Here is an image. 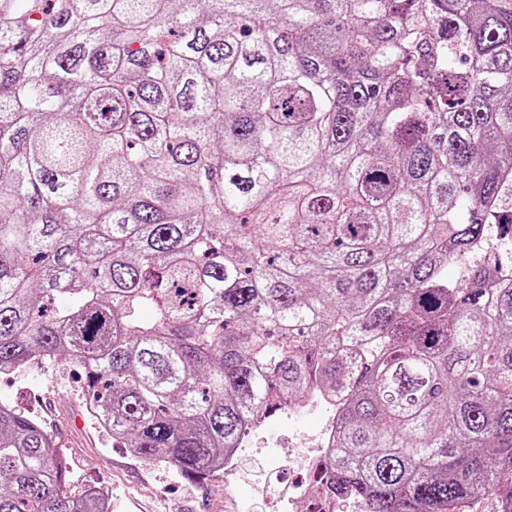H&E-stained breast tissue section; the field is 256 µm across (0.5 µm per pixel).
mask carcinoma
I'll list each match as a JSON object with an SVG mask.
<instances>
[{
	"instance_id": "carcinoma-1",
	"label": "carcinoma",
	"mask_w": 512,
	"mask_h": 512,
	"mask_svg": "<svg viewBox=\"0 0 512 512\" xmlns=\"http://www.w3.org/2000/svg\"><path fill=\"white\" fill-rule=\"evenodd\" d=\"M502 224L504 0H0V374L183 480L321 390L326 496L512 512ZM66 476L0 403V512H110Z\"/></svg>"
}]
</instances>
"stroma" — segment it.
Segmentation results:
<instances>
[{
  "label": "stroma",
  "instance_id": "1",
  "mask_svg": "<svg viewBox=\"0 0 512 512\" xmlns=\"http://www.w3.org/2000/svg\"><path fill=\"white\" fill-rule=\"evenodd\" d=\"M0 403L25 411L51 435L65 460L68 488L80 494L95 486L105 491L112 512H267V500L256 484L277 463L281 453L305 452L321 434L318 414L291 417L284 413L265 420L241 451L232 489L223 476L204 485L187 482L161 463L147 461L113 443L94 424L74 364L59 361L0 374Z\"/></svg>",
  "mask_w": 512,
  "mask_h": 512
}]
</instances>
